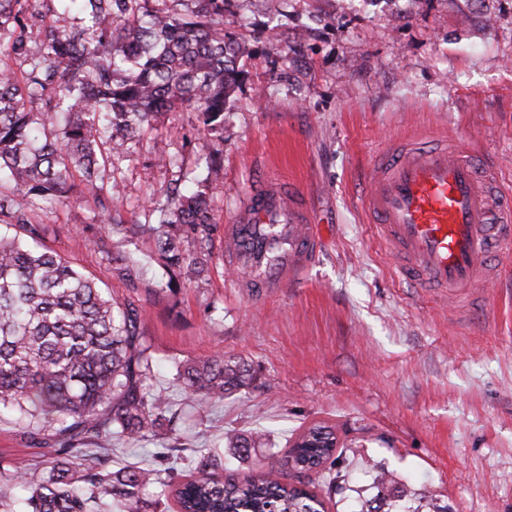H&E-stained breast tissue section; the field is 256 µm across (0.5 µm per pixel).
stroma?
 <instances>
[{
    "label": "stroma",
    "instance_id": "1",
    "mask_svg": "<svg viewBox=\"0 0 512 512\" xmlns=\"http://www.w3.org/2000/svg\"><path fill=\"white\" fill-rule=\"evenodd\" d=\"M245 0L235 32L250 49L224 114V140L203 131L185 105L165 114L130 157L117 160L126 224L149 219L175 179L193 182L199 157L220 149L224 180L210 190L219 224L241 194L270 172L300 184L312 205L318 252L299 284L253 298L224 266L216 238L207 283L167 290L154 247L133 260L137 286L110 270L83 231L94 208L44 203L47 246L118 300L145 309L142 330L157 365L151 386L175 402L173 361L221 351L248 362L249 390L184 410L176 423L181 462L195 470L203 448L228 430L268 431L257 458L284 454L292 435L335 425L356 450L313 479L328 512L370 498L382 469L446 512H512V239L490 254L494 285L448 299L412 287L362 207L371 159L393 141L435 132L468 143L512 191V0ZM491 23H484L483 15ZM288 43L271 44L276 24ZM54 452L27 445L0 421V466L42 475Z\"/></svg>",
    "mask_w": 512,
    "mask_h": 512
}]
</instances>
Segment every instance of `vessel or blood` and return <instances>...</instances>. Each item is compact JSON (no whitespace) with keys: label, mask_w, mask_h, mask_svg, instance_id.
Masks as SVG:
<instances>
[{"label":"vessel or blood","mask_w":512,"mask_h":512,"mask_svg":"<svg viewBox=\"0 0 512 512\" xmlns=\"http://www.w3.org/2000/svg\"><path fill=\"white\" fill-rule=\"evenodd\" d=\"M362 205L403 280L452 299L493 277L490 244L512 234V196L454 138L415 134L381 151ZM224 237L226 263L256 297L298 279L319 243L303 190L274 175L242 194Z\"/></svg>","instance_id":"obj_1"}]
</instances>
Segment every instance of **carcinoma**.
Wrapping results in <instances>:
<instances>
[{
	"mask_svg": "<svg viewBox=\"0 0 512 512\" xmlns=\"http://www.w3.org/2000/svg\"><path fill=\"white\" fill-rule=\"evenodd\" d=\"M233 0H0V48L9 59L28 54L27 14L42 21L44 60L17 74L0 67V418L24 424L29 441L49 444L56 458L30 479L0 468V485L20 490L0 498V512H139L140 492L158 485L174 492L181 512H309L312 494L283 471L258 460L241 475L206 448L198 476L172 488L155 468L108 465L91 446L103 439L167 444L181 409L147 380L154 372L136 301L111 294L58 251L32 215L48 201L79 197L98 207L96 245L122 279L138 272L125 246L152 242L168 283L205 280L219 225L207 190L222 178L217 159L200 158L204 178L174 188L165 203L150 201L152 224L127 226L112 218L122 183L114 161L160 117L184 105L202 115L204 130L223 140L224 109L242 76L249 50L224 16ZM77 24L67 27V18ZM174 380L200 409L214 398L247 389L246 362L220 353L174 364ZM332 427L315 424L294 441L293 463L324 466L336 449L309 447ZM233 458L246 463L265 444L261 432L227 436ZM223 470L239 480L212 479ZM398 500L382 510L368 500L357 512H412Z\"/></svg>",
	"mask_w": 512,
	"mask_h": 512,
	"instance_id": "1",
	"label": "carcinoma"
}]
</instances>
